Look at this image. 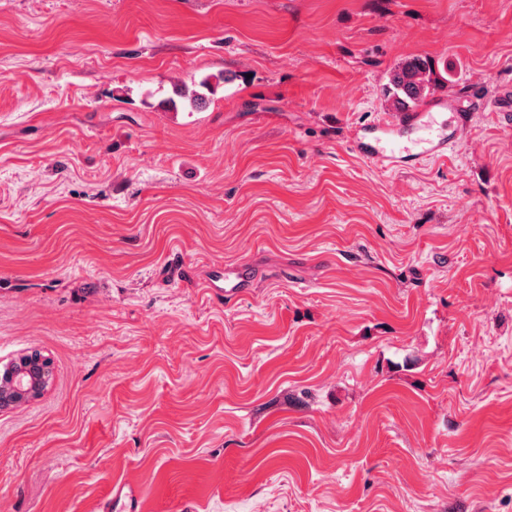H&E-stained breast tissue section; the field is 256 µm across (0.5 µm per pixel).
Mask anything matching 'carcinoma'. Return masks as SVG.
Masks as SVG:
<instances>
[{
  "instance_id": "obj_1",
  "label": "carcinoma",
  "mask_w": 512,
  "mask_h": 512,
  "mask_svg": "<svg viewBox=\"0 0 512 512\" xmlns=\"http://www.w3.org/2000/svg\"><path fill=\"white\" fill-rule=\"evenodd\" d=\"M448 84V72L429 58L413 57L396 65L380 89L383 101L397 112L418 108L435 91Z\"/></svg>"
}]
</instances>
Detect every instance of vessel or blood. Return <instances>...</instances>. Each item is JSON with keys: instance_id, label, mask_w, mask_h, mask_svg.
<instances>
[{"instance_id": "1", "label": "vessel or blood", "mask_w": 512, "mask_h": 512, "mask_svg": "<svg viewBox=\"0 0 512 512\" xmlns=\"http://www.w3.org/2000/svg\"><path fill=\"white\" fill-rule=\"evenodd\" d=\"M508 111L505 95L488 99L457 94L442 99L424 112H389L380 121L364 125L352 143L361 157L389 167L401 162L446 157L464 128L467 113L487 108ZM258 277L247 264L206 266L202 281L205 291L217 303H229L256 287ZM140 496L130 486H114L101 503L99 512H140Z\"/></svg>"}]
</instances>
